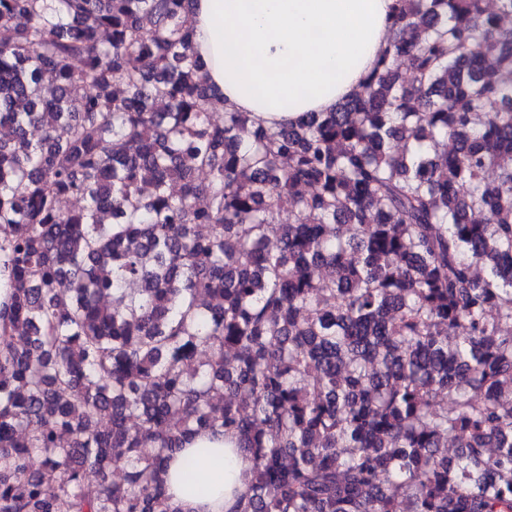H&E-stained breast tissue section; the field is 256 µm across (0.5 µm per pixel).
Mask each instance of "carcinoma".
Masks as SVG:
<instances>
[{
    "label": "carcinoma",
    "mask_w": 512,
    "mask_h": 512,
    "mask_svg": "<svg viewBox=\"0 0 512 512\" xmlns=\"http://www.w3.org/2000/svg\"><path fill=\"white\" fill-rule=\"evenodd\" d=\"M191 2L0 0V512H182L203 431L228 512H512V0H394L277 129ZM196 456L206 488L197 495L185 494L179 475L186 457ZM226 458V468L224 463ZM220 463L222 467H218ZM249 468L245 455L235 447V440L222 434L202 433L186 444L169 464L168 493L184 510L224 512L231 501L245 490L244 478Z\"/></svg>",
    "instance_id": "1"
}]
</instances>
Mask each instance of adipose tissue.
<instances>
[{"label":"adipose tissue","instance_id":"ef3b65f1","mask_svg":"<svg viewBox=\"0 0 512 512\" xmlns=\"http://www.w3.org/2000/svg\"><path fill=\"white\" fill-rule=\"evenodd\" d=\"M393 0H193L194 49L227 108L268 128L333 110L371 71L392 29ZM205 488L186 495L184 458ZM249 461L232 438L202 433L169 464L168 493L183 512H226Z\"/></svg>","mask_w":512,"mask_h":512}]
</instances>
